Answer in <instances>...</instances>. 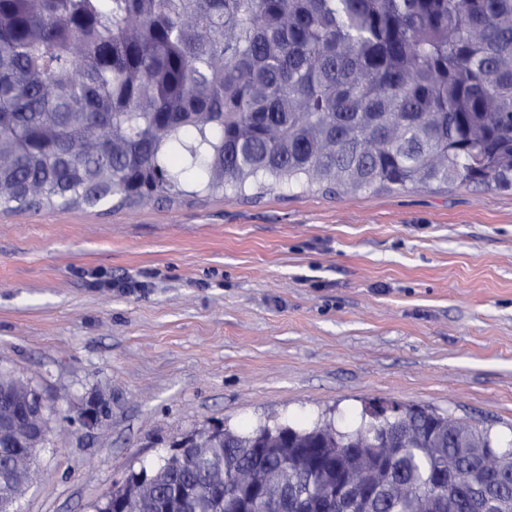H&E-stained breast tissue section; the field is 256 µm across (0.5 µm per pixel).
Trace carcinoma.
Wrapping results in <instances>:
<instances>
[{
    "mask_svg": "<svg viewBox=\"0 0 512 512\" xmlns=\"http://www.w3.org/2000/svg\"><path fill=\"white\" fill-rule=\"evenodd\" d=\"M512 190V0H0V211L283 186ZM24 416L40 389L0 374ZM224 429L112 491L140 512H512V440L399 406ZM36 459L0 439V491ZM351 494L336 493V482ZM266 487L257 502L243 485Z\"/></svg>",
    "mask_w": 512,
    "mask_h": 512,
    "instance_id": "carcinoma-1",
    "label": "carcinoma"
}]
</instances>
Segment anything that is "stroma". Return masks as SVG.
Listing matches in <instances>:
<instances>
[{
    "instance_id": "obj_1",
    "label": "stroma",
    "mask_w": 512,
    "mask_h": 512,
    "mask_svg": "<svg viewBox=\"0 0 512 512\" xmlns=\"http://www.w3.org/2000/svg\"><path fill=\"white\" fill-rule=\"evenodd\" d=\"M0 373L57 414L24 512L212 424L421 405L512 440V192L264 190L0 214ZM110 406L88 430L83 401Z\"/></svg>"
}]
</instances>
